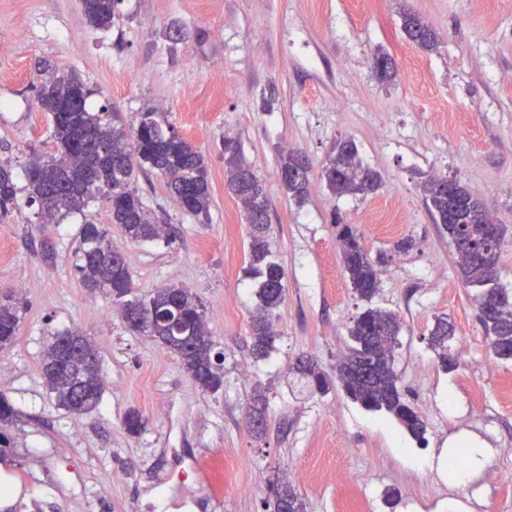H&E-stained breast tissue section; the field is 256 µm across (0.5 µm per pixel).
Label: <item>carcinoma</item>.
<instances>
[{
	"instance_id": "cac0c4a2",
	"label": "carcinoma",
	"mask_w": 512,
	"mask_h": 512,
	"mask_svg": "<svg viewBox=\"0 0 512 512\" xmlns=\"http://www.w3.org/2000/svg\"><path fill=\"white\" fill-rule=\"evenodd\" d=\"M118 0H82L89 25L107 30L117 12ZM403 29L408 37L420 35L419 44L430 49L436 42L433 30L412 14L403 15ZM46 73L34 86L35 102L52 122L51 138L56 153L34 154L25 168L27 203L38 205L41 222H55L60 215L82 212L97 194L108 195L112 223L132 241H153L166 234L163 225L151 216L138 190L132 186L138 172H156L180 206L195 216H205L210 208L207 169L202 155L175 133L170 125L160 123L153 112L140 114L137 126L128 130L118 112H94L88 99L77 97L84 82L71 72L59 71L42 63ZM224 162L227 182L237 197L250 224L248 270L258 278V302L250 315L252 354L267 355L271 344L272 318L284 300L285 270L273 257L267 239V199L257 175L250 181L244 173L250 166L240 159L241 148L236 141L224 140ZM280 171L301 169L310 171L308 159L299 150H290L279 160ZM322 177L335 195L368 194L378 189L379 176L362 166L359 150L351 139H340L329 153ZM282 187L299 199L306 195L308 176L281 180ZM20 188L11 167L0 165V224H11L20 212ZM427 208L435 223L442 225L455 244L456 267L462 282L477 289L479 321L492 352L503 360H512V294L499 283L500 251L488 257L474 254L468 244L483 240L490 215L485 205L461 183H456L455 196L439 188L437 178L424 184ZM456 207L462 223H448V208ZM339 238L344 268L354 291L371 301L378 290V270L364 250L356 230L349 224L340 225ZM75 271L83 287L105 289L124 300L122 312L127 316L152 311L156 314L177 311L182 326L180 336H174L170 326L158 319L143 318L141 322L125 320L127 328L143 336L160 339L176 353L187 373L191 374L204 392H215L223 386L224 367L215 363L214 344L205 327L201 302L182 288H162L143 298H130L133 283L122 251L112 243V231L107 224L91 221L81 225L79 244L75 250ZM23 306L14 292L0 294V350L11 348L20 329ZM401 325L395 313L368 307L349 328L351 343L347 353L336 363V382L345 395L368 411H384L391 415L415 440L425 439L426 424L399 387L394 370V349ZM72 336L90 361H81L67 374L59 364L44 358L42 372L49 390L58 404L69 412L82 415L99 404L103 383L99 378L98 349L80 332L54 334ZM448 321L437 319L432 331V345L440 366L451 372L458 367L448 352ZM304 383L325 393L330 381L317 365L308 360L297 364ZM82 375L88 389L75 395V378ZM274 512H305V504L296 492L279 501Z\"/></svg>"
}]
</instances>
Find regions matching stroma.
I'll return each instance as SVG.
<instances>
[{
  "label": "stroma",
  "instance_id": "obj_1",
  "mask_svg": "<svg viewBox=\"0 0 512 512\" xmlns=\"http://www.w3.org/2000/svg\"><path fill=\"white\" fill-rule=\"evenodd\" d=\"M418 15L437 43L420 48L401 15ZM391 78L373 67L378 54ZM76 73L125 124L153 111L204 158L207 218L185 212L156 173L135 186L173 243L112 239L134 293L170 285L203 305L224 385L201 391L179 357L129 331L120 303L83 288L73 251L83 219L110 224L105 196L85 214L43 224L22 206L0 224V292L24 302L15 344L0 351V393L18 417L0 461V512H272L273 489L300 493L306 512H512V361L494 359L474 289L456 273L455 247L426 208L422 185L453 178L504 227L500 282L512 290V0H121L112 27L91 28L81 0H0V163L17 183L32 152L51 153L50 121L30 84L37 61ZM236 140L268 199L271 249L285 270L272 348L254 359L256 305L248 226L227 185L224 139ZM353 139L381 177L369 195H333L321 170L334 144ZM300 149L312 171L303 200L279 175L282 152ZM351 225L379 264L372 301L352 289L338 223ZM410 238L409 251L395 243ZM54 246L44 259L42 240ZM373 305L401 323L394 369L427 425L416 441L383 412L341 390L300 391V356L332 372L354 318ZM454 334L447 372L431 346L436 319ZM77 330L98 348L103 396L75 415L59 406L42 359L56 332ZM483 393L480 403L467 397ZM266 400L267 429L246 414ZM144 428L129 435L123 418ZM481 445L482 467H449L455 449ZM397 491L386 503L387 491Z\"/></svg>",
  "mask_w": 512,
  "mask_h": 512
}]
</instances>
